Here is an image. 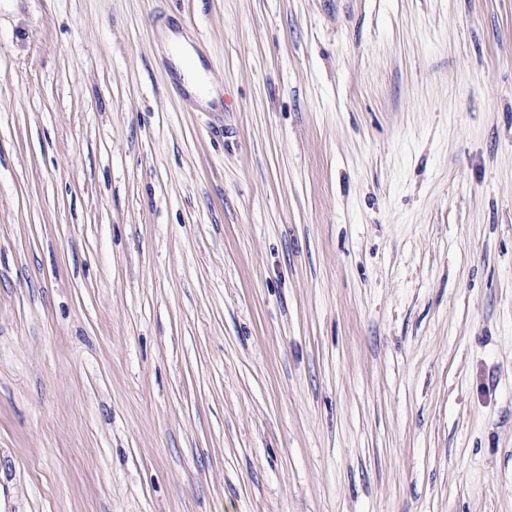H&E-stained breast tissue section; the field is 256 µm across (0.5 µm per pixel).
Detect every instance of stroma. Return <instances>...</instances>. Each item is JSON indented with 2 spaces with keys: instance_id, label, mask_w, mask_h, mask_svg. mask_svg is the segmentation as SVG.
Instances as JSON below:
<instances>
[{
  "instance_id": "stroma-1",
  "label": "stroma",
  "mask_w": 512,
  "mask_h": 512,
  "mask_svg": "<svg viewBox=\"0 0 512 512\" xmlns=\"http://www.w3.org/2000/svg\"><path fill=\"white\" fill-rule=\"evenodd\" d=\"M0 487L512 512V0H0ZM163 39L166 43L173 44L172 46H177L182 50L179 56L182 61V74L188 87L192 89L198 82L201 84V68L197 60H194L193 51L185 38L168 30L163 33Z\"/></svg>"
}]
</instances>
